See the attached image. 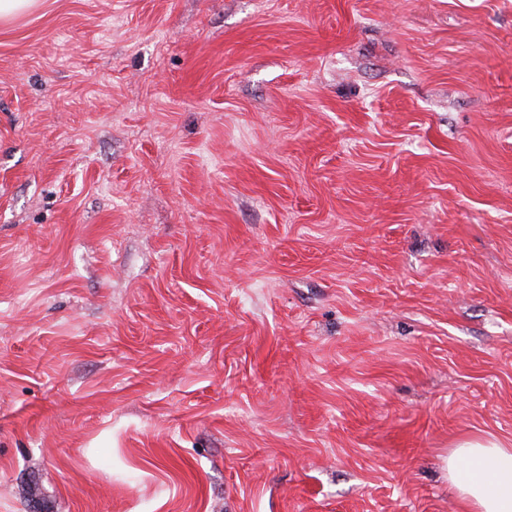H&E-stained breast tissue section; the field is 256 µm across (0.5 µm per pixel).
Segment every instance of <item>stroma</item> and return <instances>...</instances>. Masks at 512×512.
<instances>
[{
	"instance_id": "obj_1",
	"label": "stroma",
	"mask_w": 512,
	"mask_h": 512,
	"mask_svg": "<svg viewBox=\"0 0 512 512\" xmlns=\"http://www.w3.org/2000/svg\"><path fill=\"white\" fill-rule=\"evenodd\" d=\"M512 443V0L0 20V512H461ZM448 476L463 512H512V448L496 438L460 439L448 455Z\"/></svg>"
}]
</instances>
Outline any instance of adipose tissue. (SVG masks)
I'll return each instance as SVG.
<instances>
[{
  "label": "adipose tissue",
  "instance_id": "adipose-tissue-1",
  "mask_svg": "<svg viewBox=\"0 0 512 512\" xmlns=\"http://www.w3.org/2000/svg\"><path fill=\"white\" fill-rule=\"evenodd\" d=\"M448 476L464 512H512V448L496 438L460 439L448 456Z\"/></svg>",
  "mask_w": 512,
  "mask_h": 512
}]
</instances>
